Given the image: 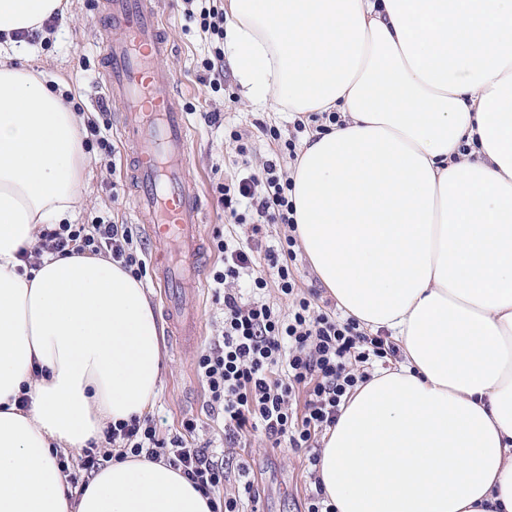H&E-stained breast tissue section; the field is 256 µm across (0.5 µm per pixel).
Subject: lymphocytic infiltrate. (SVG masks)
<instances>
[{
    "label": "lymphocytic infiltrate",
    "instance_id": "1",
    "mask_svg": "<svg viewBox=\"0 0 512 512\" xmlns=\"http://www.w3.org/2000/svg\"><path fill=\"white\" fill-rule=\"evenodd\" d=\"M291 188L290 176L271 160L248 177L217 185V201L231 223H245L251 211L286 226L279 249L267 250L264 259L291 303L283 312L258 299L243 302L235 285L244 271H253L254 250L218 240L224 264L213 271L212 281L223 291L224 326L200 354L197 368L211 407L224 414L228 447H239L261 430L274 447L308 450L314 463L317 435L335 425L343 402L368 381L366 364L395 357L397 348L385 337L367 334L355 319L338 320L322 309L317 293H299ZM45 253L104 254L127 270L142 265L131 229L109 222L41 225L32 254ZM195 430V421L186 419L181 433L168 438L150 418L131 417L106 427L103 443L85 449L81 469L90 477L106 462L142 455L182 470L198 491L216 500L214 512H241L243 502L258 503L252 481L230 486L228 470L213 451L192 443Z\"/></svg>",
    "mask_w": 512,
    "mask_h": 512
}]
</instances>
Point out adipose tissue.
Wrapping results in <instances>:
<instances>
[{"label": "adipose tissue", "instance_id": "obj_1", "mask_svg": "<svg viewBox=\"0 0 512 512\" xmlns=\"http://www.w3.org/2000/svg\"><path fill=\"white\" fill-rule=\"evenodd\" d=\"M65 0H0V512H213L179 469L58 456L144 416L162 329L98 256L23 262L73 219L86 117L26 35ZM245 100L335 112L292 171L297 236L342 313L401 346L341 406L316 465L336 512H512V0H226ZM29 405L20 408V394Z\"/></svg>", "mask_w": 512, "mask_h": 512}]
</instances>
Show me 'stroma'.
Listing matches in <instances>:
<instances>
[{
    "mask_svg": "<svg viewBox=\"0 0 512 512\" xmlns=\"http://www.w3.org/2000/svg\"><path fill=\"white\" fill-rule=\"evenodd\" d=\"M97 2L70 0V10L60 21L57 36L43 42L34 57L49 79L63 80L76 91L79 110L90 113L95 120L103 117L99 106L105 98L99 66L100 43L94 25ZM185 7V0H169L164 6V24L173 44V52L164 64L173 73L186 104L191 168L206 208L203 230L209 248L204 278L195 293L201 308L202 333L197 344L184 347L178 346L173 336H163V369L151 415L166 436L178 434L183 419H195L197 444L210 445L215 454L230 458L231 462L245 461L260 492V512H303L312 488V466L307 452L272 447L261 433L250 437L247 447H225L224 419L211 409L206 385L196 366L198 356L214 341L224 320V304L216 300L210 280L213 270L224 262L223 254L215 246V236L220 233L242 242L252 235L250 224L227 225L214 188L243 166L259 168L265 160L283 152V142L271 140L262 128L267 125L285 135L292 132L293 120L288 113L265 112L244 100L232 72H225L221 87L211 86L201 62L211 56L212 47L202 40L198 23L187 21ZM213 111L220 112V124L205 122V113ZM106 117L111 124L106 135L114 152L107 156L98 146H90L91 165L75 221L126 224L135 237L144 240V282L154 312L159 315L163 312V292L154 281V270L155 259L163 250L147 241L144 226L132 209L133 187L126 176L125 157L115 130L119 118L114 113ZM235 130L245 136L248 159L237 155L230 140Z\"/></svg>",
    "mask_w": 512,
    "mask_h": 512,
    "instance_id": "stroma-1",
    "label": "stroma"
}]
</instances>
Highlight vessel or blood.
<instances>
[{
	"label": "vessel or blood",
	"instance_id": "b4317fda",
	"mask_svg": "<svg viewBox=\"0 0 512 512\" xmlns=\"http://www.w3.org/2000/svg\"><path fill=\"white\" fill-rule=\"evenodd\" d=\"M101 11L109 22L99 32L101 72L132 160V205L145 217L149 238L177 255L176 261L160 264L155 277L164 288L173 335L192 341L201 334V318L187 294L201 278L204 217L201 198L188 180L186 108L172 73L159 65L170 42L161 14L146 0H101Z\"/></svg>",
	"mask_w": 512,
	"mask_h": 512
}]
</instances>
